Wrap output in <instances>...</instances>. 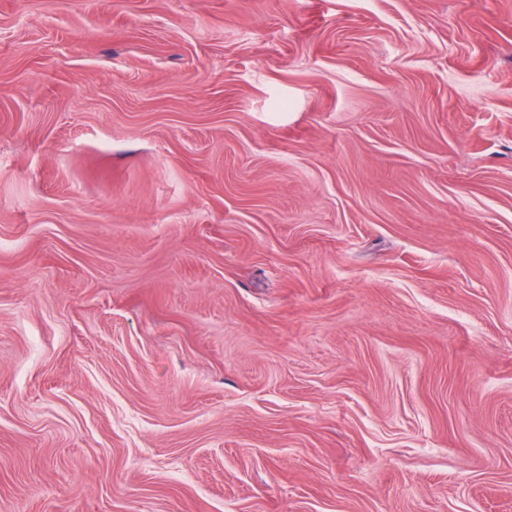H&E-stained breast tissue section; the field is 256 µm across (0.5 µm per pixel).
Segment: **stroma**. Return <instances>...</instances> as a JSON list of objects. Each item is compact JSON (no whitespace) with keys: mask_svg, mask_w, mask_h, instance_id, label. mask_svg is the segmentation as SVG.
Masks as SVG:
<instances>
[{"mask_svg":"<svg viewBox=\"0 0 512 512\" xmlns=\"http://www.w3.org/2000/svg\"><path fill=\"white\" fill-rule=\"evenodd\" d=\"M0 512H512V0H0Z\"/></svg>","mask_w":512,"mask_h":512,"instance_id":"stroma-1","label":"stroma"}]
</instances>
